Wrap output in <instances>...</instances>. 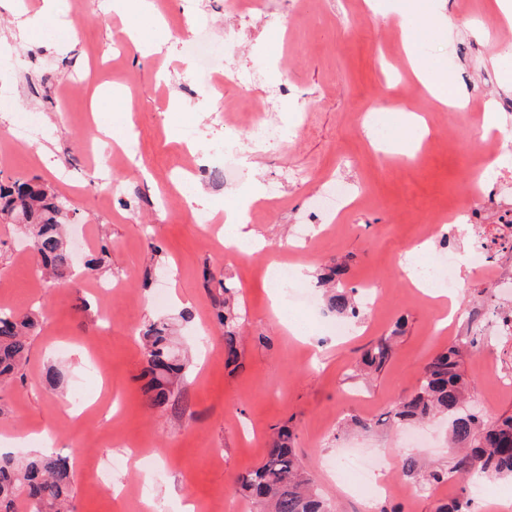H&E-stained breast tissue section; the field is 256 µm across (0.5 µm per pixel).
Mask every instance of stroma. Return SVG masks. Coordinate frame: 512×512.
Masks as SVG:
<instances>
[{
    "instance_id": "1",
    "label": "stroma",
    "mask_w": 512,
    "mask_h": 512,
    "mask_svg": "<svg viewBox=\"0 0 512 512\" xmlns=\"http://www.w3.org/2000/svg\"><path fill=\"white\" fill-rule=\"evenodd\" d=\"M225 2L157 0L159 23L135 11L119 16L111 0H84L76 23L68 18L69 0H56L72 38L53 48L19 37L15 0H0V179L35 178L68 196L79 216L72 235L88 241L82 256L101 257L103 265L69 284L49 281L16 227L0 222V309L46 316L30 340L22 378L0 391V448L29 453L32 436L48 428L52 451L86 457L74 469L78 512H181L188 502L251 512L234 481L263 461L272 429L289 421L298 456L335 512H434L437 500L459 495L461 482L417 494L401 475V457L447 466L445 421L396 427L382 418L416 388L435 353L469 337L468 312L506 304L488 275L470 265L467 231L450 229L447 214L468 200L462 172L467 150L484 143L486 101L495 102L508 137L503 148L512 152V110L505 107L512 59L477 30L484 0H472L466 14L457 0H433L436 14L451 19L453 36L430 32L421 45L426 60L447 62L449 80L464 85L472 106L465 125L413 79L397 81L404 69L400 34L382 16L395 0H245L237 15ZM129 22L156 53L124 43ZM203 32L218 46L225 34L234 36V51L214 61L215 73L226 76L219 99L184 65L183 43ZM242 70L261 78L239 84L232 75ZM369 107L383 111L395 143L413 136L405 113L428 117L430 142L417 164L377 157L358 126ZM253 109L291 129L288 148L254 149L241 123ZM97 110L107 122L129 112L138 144L137 156L108 181L85 167L84 142ZM31 112L40 114L41 131L16 143L14 130ZM188 129L198 134L209 174L187 186ZM226 138L238 144L237 169L218 183L210 173L219 163L207 150ZM334 181L359 198L337 219L311 206ZM491 183V195L476 204L477 221L494 242L492 256L511 274L512 232L502 224L512 212V170ZM272 185L276 202H257L249 225L266 250L258 257L223 250L225 212L253 187ZM419 241L429 256L454 249L461 282L454 303L424 297L404 280L400 263ZM333 261L342 264L347 287L374 282L382 301L349 335L328 336L313 323L306 341H298L272 313L271 294L285 289L267 266L303 270L305 285ZM220 280L232 288L235 306L250 313L232 365L213 302ZM107 281L122 287L108 301L98 292ZM159 317L176 322L195 361L178 394L179 414L149 407L142 392L139 336ZM390 334L389 364L371 379L358 377L352 364L362 349ZM51 365L64 375L55 389L44 380ZM463 369L485 418L512 414V392L497 384L498 373H512V341L469 349ZM80 391L85 401H76ZM64 401L74 414L61 410ZM349 414L374 421V430L343 431ZM348 440L379 458L376 474L390 494L367 498L326 469Z\"/></svg>"
}]
</instances>
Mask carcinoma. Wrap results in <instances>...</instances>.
<instances>
[{
  "instance_id": "cac0c4a2",
  "label": "carcinoma",
  "mask_w": 512,
  "mask_h": 512,
  "mask_svg": "<svg viewBox=\"0 0 512 512\" xmlns=\"http://www.w3.org/2000/svg\"><path fill=\"white\" fill-rule=\"evenodd\" d=\"M0 218L20 224L31 240L45 275L59 283L70 281L76 268L68 245L66 226L76 223L77 209L64 194L35 181L0 182ZM341 267L323 268L317 286L336 283L326 299L327 310L350 320L360 317L355 289L338 280ZM216 316L224 325L227 361L238 360V329L245 313L234 310L223 295L214 297ZM44 318L36 311L0 309V386L13 381L28 358L29 340L42 330ZM145 368L143 391L153 407L181 411L175 386L189 372V360L174 349L172 325L153 322L142 333ZM393 356L391 337L377 340L361 355L357 365L381 372ZM462 347L453 344L433 355L423 367L417 388L401 397L387 412L397 423L422 421L437 414L448 417L453 458L447 468L422 469L416 458L401 459L403 476L426 493L456 474L488 480L512 478V415L494 422L470 405V381L461 370ZM294 433L288 424L274 428L269 448L259 466L237 477L234 493L254 499L258 512H333L329 499L315 488L293 448ZM25 495L28 512H76L74 471L61 455L0 456V512H15V501ZM435 512H474L467 489L451 501L439 502Z\"/></svg>"
}]
</instances>
